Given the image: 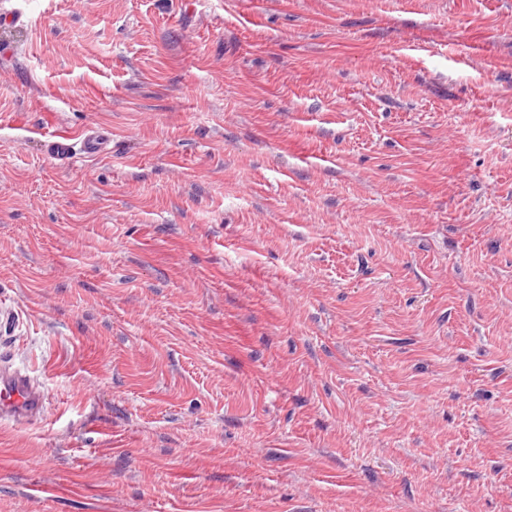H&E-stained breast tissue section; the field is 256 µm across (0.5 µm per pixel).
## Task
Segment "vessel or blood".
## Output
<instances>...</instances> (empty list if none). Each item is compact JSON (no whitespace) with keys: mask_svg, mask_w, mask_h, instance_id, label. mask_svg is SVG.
I'll return each mask as SVG.
<instances>
[{"mask_svg":"<svg viewBox=\"0 0 512 512\" xmlns=\"http://www.w3.org/2000/svg\"><path fill=\"white\" fill-rule=\"evenodd\" d=\"M110 142V133L95 126L78 132L61 128L49 135L43 147L52 159L70 164L82 157L107 155ZM43 407L44 392L27 373L7 366L0 368V420L28 422L41 417Z\"/></svg>","mask_w":512,"mask_h":512,"instance_id":"vessel-or-blood-1","label":"vessel or blood"}]
</instances>
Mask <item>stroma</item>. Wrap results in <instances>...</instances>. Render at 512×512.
Returning <instances> with one entry per match:
<instances>
[{
	"label": "stroma",
	"mask_w": 512,
	"mask_h": 512,
	"mask_svg": "<svg viewBox=\"0 0 512 512\" xmlns=\"http://www.w3.org/2000/svg\"><path fill=\"white\" fill-rule=\"evenodd\" d=\"M13 8L0 512H512V0ZM111 134L95 126H88L79 132L60 128L43 142L46 153L54 160L70 164L79 158H100L109 153ZM44 391L31 377L20 370L0 368V420L19 423L42 416Z\"/></svg>",
	"instance_id": "1"
}]
</instances>
